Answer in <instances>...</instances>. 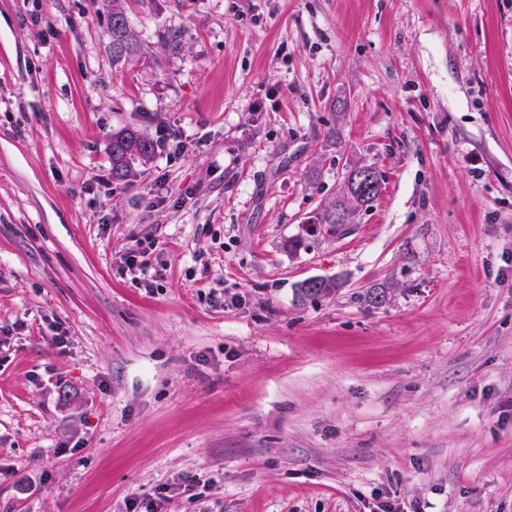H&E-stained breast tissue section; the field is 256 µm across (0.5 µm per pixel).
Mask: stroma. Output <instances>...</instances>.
Returning a JSON list of instances; mask_svg holds the SVG:
<instances>
[{
	"instance_id": "obj_1",
	"label": "stroma",
	"mask_w": 512,
	"mask_h": 512,
	"mask_svg": "<svg viewBox=\"0 0 512 512\" xmlns=\"http://www.w3.org/2000/svg\"><path fill=\"white\" fill-rule=\"evenodd\" d=\"M126 16L0 0V512H512V0ZM111 2L112 58L115 61H121L124 57L136 55L139 44L127 23L123 0ZM154 152L153 143L144 135L132 130L112 134V175L126 179L132 176L135 161L147 163ZM359 169L351 170L344 188L338 198L324 206V209L316 217L317 223L328 224L327 231L330 234H339L346 224H351L356 212L378 198V193L367 194L366 192L353 190L354 178L358 175ZM336 212L345 216L344 224H336Z\"/></svg>"
}]
</instances>
